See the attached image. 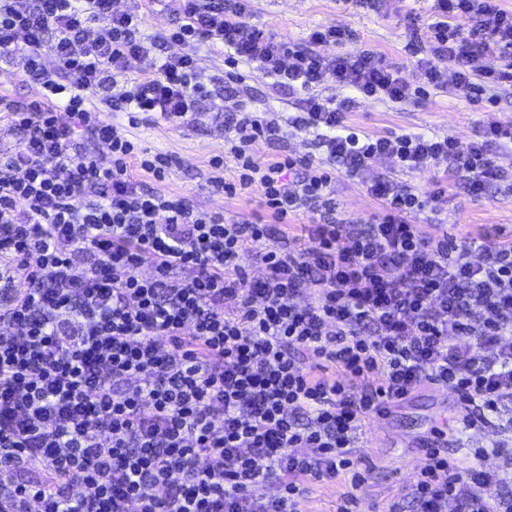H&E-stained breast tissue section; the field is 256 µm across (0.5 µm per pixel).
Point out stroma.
<instances>
[{
	"instance_id": "obj_1",
	"label": "stroma",
	"mask_w": 512,
	"mask_h": 512,
	"mask_svg": "<svg viewBox=\"0 0 512 512\" xmlns=\"http://www.w3.org/2000/svg\"><path fill=\"white\" fill-rule=\"evenodd\" d=\"M434 19L432 0H386L378 11L355 7L350 0H253L251 21L301 44L307 43L314 30L345 27L354 35L352 43L343 47L320 44L317 53L330 59L346 51L373 50L398 67L406 82L418 86L426 84L427 79L410 47L413 27ZM243 73L245 80L236 90L216 89L213 109L195 121L171 124L142 116L133 121L124 112H110L106 118L139 146L161 151L171 158L172 166L164 179L152 183L157 192L186 199L209 212L222 213L229 222L257 220L267 224L271 217L260 205V187L230 197L211 187L210 180L219 173L227 179L235 175L237 164L232 155L226 154L224 140L241 101H250L264 110L266 119L280 121L300 112L304 94L284 89L262 71L247 67ZM486 119L480 105L451 93H440L419 105L361 98L347 113L345 123L373 136L394 132L447 136L458 149L464 150L482 138ZM254 150L263 162L284 155H323L312 134L292 127L282 140L256 142ZM487 150L504 175L502 181L490 185L483 197L474 198L455 177L449 176L447 162L439 161L436 169L447 178L445 196L435 210L407 213L406 221L453 240L480 236L494 240L499 235L512 234V147L491 142ZM217 156L224 159L220 172L211 165ZM388 177L415 187L421 194L431 189L428 175L407 171L395 159L383 157L376 160L364 177L337 173L333 184L337 219L348 224L369 223L380 204L368 194L366 183ZM468 414V408L451 390L440 385L419 389L408 402L392 408L383 420L366 423L357 431L355 444L368 468L359 488H352L349 481L341 479L310 484L305 502L307 512H334L337 499L347 491L354 492L357 498L356 512H384L402 489L415 483L425 450L432 446L438 429H461L460 438L448 442V456L460 468H469L475 461L489 470L502 468L504 460L496 448L512 446V406L486 413L484 420L465 430L461 422Z\"/></svg>"
}]
</instances>
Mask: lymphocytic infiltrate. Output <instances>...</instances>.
<instances>
[{
	"mask_svg": "<svg viewBox=\"0 0 512 512\" xmlns=\"http://www.w3.org/2000/svg\"><path fill=\"white\" fill-rule=\"evenodd\" d=\"M175 2L178 25L147 35L138 10L112 0H0V61L24 55L25 81L42 90L29 103L0 95L22 138L0 150V512H303L308 483L362 484L354 433L383 403L439 384L479 410L512 402V240L456 244L404 219L444 196L441 159L468 194H485L500 176L486 141L511 145L512 126L488 121L464 151L448 137H370L346 125L349 101L310 92L330 71L365 98L419 104L451 88L481 101L487 85L512 83V12L435 0L422 88L374 51L324 62L251 24V0ZM459 18L485 35L481 51ZM190 40L223 45V84L242 83L248 66L309 92L292 123L324 162L259 161L254 143L283 129L248 110L227 142L237 175L215 180L230 196L260 185L278 232L154 191L133 171L163 178L167 158L102 117L175 123L202 111L211 91L191 56L165 55L156 74L114 88L132 60ZM48 51L58 70L43 64ZM494 54L501 68L485 66ZM383 155L429 174L432 190L378 179L370 224L332 222L333 173L362 175ZM300 210L325 218L308 243L287 226ZM500 479L431 448L408 499L386 512L407 500L442 512L454 498L459 512H512V497L483 495Z\"/></svg>",
	"mask_w": 512,
	"mask_h": 512,
	"instance_id": "obj_1",
	"label": "lymphocytic infiltrate"
}]
</instances>
